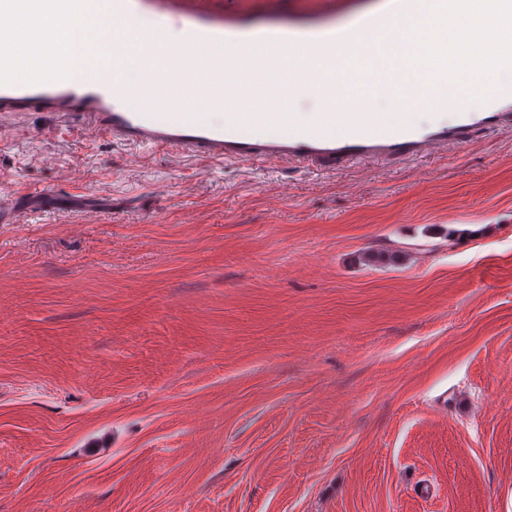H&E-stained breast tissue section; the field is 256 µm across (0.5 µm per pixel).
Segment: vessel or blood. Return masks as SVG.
Returning a JSON list of instances; mask_svg holds the SVG:
<instances>
[{"mask_svg":"<svg viewBox=\"0 0 512 512\" xmlns=\"http://www.w3.org/2000/svg\"><path fill=\"white\" fill-rule=\"evenodd\" d=\"M451 8L450 0H382L378 12L349 14L348 29L340 31L316 21L279 18L274 7L262 16L227 17L212 0H0V128L19 124L27 113L47 112L63 122L78 121L87 134L140 151L175 150L240 164L333 168L352 159L425 156L463 144L473 128L512 120V112L501 107L512 101V0H486L485 20L507 32V39L493 51L474 52L452 73L434 70L444 90L424 114L380 111V101L400 104L425 96L423 84L407 80L380 49L373 56L378 75L367 93L366 111H337L336 50L376 29L390 36L424 24L433 36H442ZM75 9L83 15L107 14L132 60L129 80L154 74L157 60L167 58L178 66L167 81L168 94L176 98L192 89L203 110L187 114L175 105L163 109L147 99L133 100L123 83H108L96 69L73 79L15 80L18 60L35 51L31 40L16 38L18 24L37 31ZM173 29L179 48L160 53L157 37ZM491 68L498 78L485 94L481 88ZM284 88L310 90L319 111L273 110ZM224 94L250 106L262 97L268 107L219 116L209 112Z\"/></svg>","mask_w":512,"mask_h":512,"instance_id":"b4317fda","label":"vessel or blood"}]
</instances>
